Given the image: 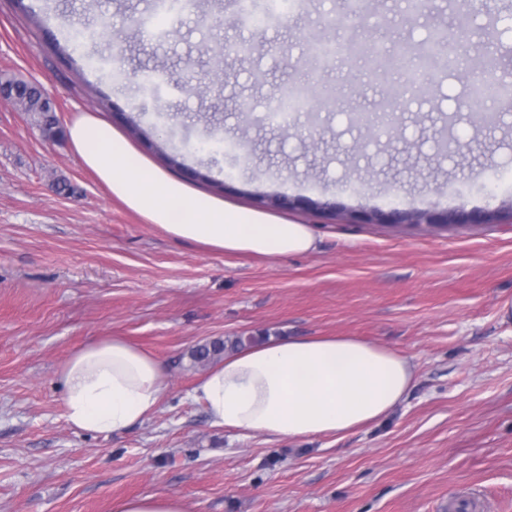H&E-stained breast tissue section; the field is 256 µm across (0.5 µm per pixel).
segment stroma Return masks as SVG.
Listing matches in <instances>:
<instances>
[{"instance_id":"obj_1","label":"stroma","mask_w":512,"mask_h":512,"mask_svg":"<svg viewBox=\"0 0 512 512\" xmlns=\"http://www.w3.org/2000/svg\"><path fill=\"white\" fill-rule=\"evenodd\" d=\"M217 9L196 0L165 38L141 34L151 0H0V73L43 84L61 125L97 113L190 186L313 227L315 251L281 260L227 255L172 239L112 197L67 139L0 103V512H112L114 501L179 495L187 512H512V223L363 224L356 212L512 210V96L487 100L500 121L461 120L468 142L443 153L437 133L466 85L438 65L428 101L406 96L399 124L373 135L356 112L384 110L401 69L372 79L370 58L336 57L311 77L306 46L350 32L373 50L420 44L455 10L470 25V79L512 83V0H402L348 13L308 0L280 22L269 0ZM88 37L63 48L71 26ZM250 45L248 56L225 44ZM317 82L337 103L290 123L277 90ZM245 142L249 160L201 152L209 132ZM370 139L355 154L356 141ZM177 165H170L169 156ZM336 206L335 216L320 212ZM358 336L415 366L412 388L382 423L342 437L271 440L213 425L190 393L204 366L190 352L248 336ZM120 336L165 365V395L119 435L81 432L63 416L55 372L78 347Z\"/></svg>"}]
</instances>
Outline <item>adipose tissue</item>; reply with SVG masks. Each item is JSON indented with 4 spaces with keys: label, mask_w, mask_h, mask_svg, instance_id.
<instances>
[{
    "label": "adipose tissue",
    "mask_w": 512,
    "mask_h": 512,
    "mask_svg": "<svg viewBox=\"0 0 512 512\" xmlns=\"http://www.w3.org/2000/svg\"><path fill=\"white\" fill-rule=\"evenodd\" d=\"M68 136L111 195L173 238L227 255L285 258L317 247L308 225L228 206L174 179L93 113L75 114ZM56 380L66 421L107 436L143 423L157 409L166 369L127 341L102 337L72 352ZM414 380L408 358L355 336L273 337L225 355L191 397L215 425L308 440L378 424Z\"/></svg>",
    "instance_id": "ef3b65f1"
}]
</instances>
